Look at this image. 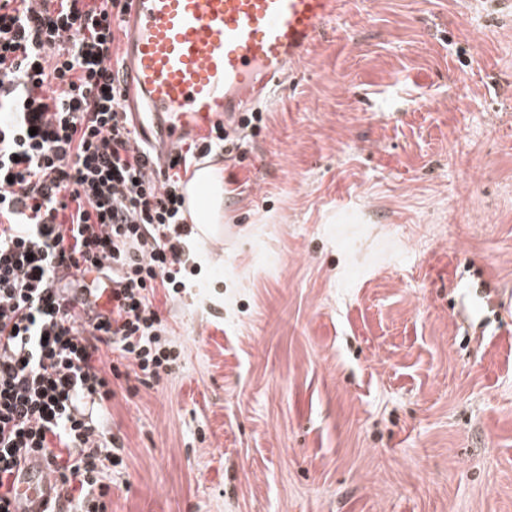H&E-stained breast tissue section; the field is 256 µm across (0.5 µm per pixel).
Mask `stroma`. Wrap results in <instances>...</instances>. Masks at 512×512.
Listing matches in <instances>:
<instances>
[{
	"label": "stroma",
	"instance_id": "stroma-1",
	"mask_svg": "<svg viewBox=\"0 0 512 512\" xmlns=\"http://www.w3.org/2000/svg\"><path fill=\"white\" fill-rule=\"evenodd\" d=\"M261 108L109 512H512V0H346Z\"/></svg>",
	"mask_w": 512,
	"mask_h": 512
}]
</instances>
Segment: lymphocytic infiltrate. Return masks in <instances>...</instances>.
I'll list each match as a JSON object with an SVG mask.
<instances>
[{
    "mask_svg": "<svg viewBox=\"0 0 512 512\" xmlns=\"http://www.w3.org/2000/svg\"><path fill=\"white\" fill-rule=\"evenodd\" d=\"M127 9L0 0V512L34 452L58 488L49 512H108L124 447L95 415L113 379L152 386L181 356L154 303L181 288L194 233L181 173L214 151L244 152L264 120L242 113L234 132L214 127L159 165L111 65Z\"/></svg>",
    "mask_w": 512,
    "mask_h": 512,
    "instance_id": "1",
    "label": "lymphocytic infiltrate"
}]
</instances>
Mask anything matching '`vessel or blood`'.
<instances>
[{
  "mask_svg": "<svg viewBox=\"0 0 512 512\" xmlns=\"http://www.w3.org/2000/svg\"><path fill=\"white\" fill-rule=\"evenodd\" d=\"M341 0H132L127 83L147 103L159 146L206 132L269 97L336 19ZM11 485L14 512H44L53 482L29 456Z\"/></svg>",
  "mask_w": 512,
  "mask_h": 512,
  "instance_id": "1",
  "label": "vessel or blood"
}]
</instances>
